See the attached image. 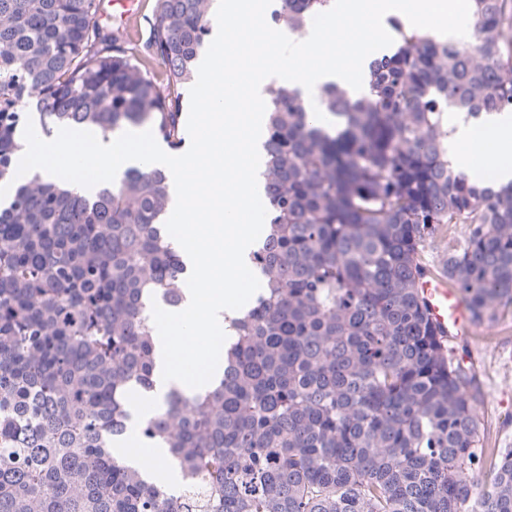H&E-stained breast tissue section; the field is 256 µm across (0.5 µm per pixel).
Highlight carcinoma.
Instances as JSON below:
<instances>
[{"mask_svg":"<svg viewBox=\"0 0 512 512\" xmlns=\"http://www.w3.org/2000/svg\"><path fill=\"white\" fill-rule=\"evenodd\" d=\"M213 2L155 0L137 48L99 0H0V512H512V448L486 445L475 371L416 288L431 267L473 325L512 318V182L448 159V115L512 111V0H472L468 43L392 20L361 96L319 88L332 122L268 88L261 288L208 386L171 390L129 436L127 393L155 388L152 302L185 301L168 177L131 167L86 193L16 163L29 119L181 149ZM272 4L300 33L333 0ZM136 442L176 480L113 454Z\"/></svg>","mask_w":512,"mask_h":512,"instance_id":"carcinoma-1","label":"carcinoma"}]
</instances>
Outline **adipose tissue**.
<instances>
[{"mask_svg": "<svg viewBox=\"0 0 512 512\" xmlns=\"http://www.w3.org/2000/svg\"><path fill=\"white\" fill-rule=\"evenodd\" d=\"M450 156L472 177L493 183L512 181V113H493L479 122L451 118Z\"/></svg>", "mask_w": 512, "mask_h": 512, "instance_id": "ef3b65f1", "label": "adipose tissue"}]
</instances>
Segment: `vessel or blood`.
Listing matches in <instances>:
<instances>
[{"label": "vessel or blood", "mask_w": 512, "mask_h": 512, "mask_svg": "<svg viewBox=\"0 0 512 512\" xmlns=\"http://www.w3.org/2000/svg\"><path fill=\"white\" fill-rule=\"evenodd\" d=\"M418 288L431 322L443 337L456 338L470 330L468 310L456 289L449 287L446 278L426 273L419 278Z\"/></svg>", "instance_id": "b4317fda"}]
</instances>
